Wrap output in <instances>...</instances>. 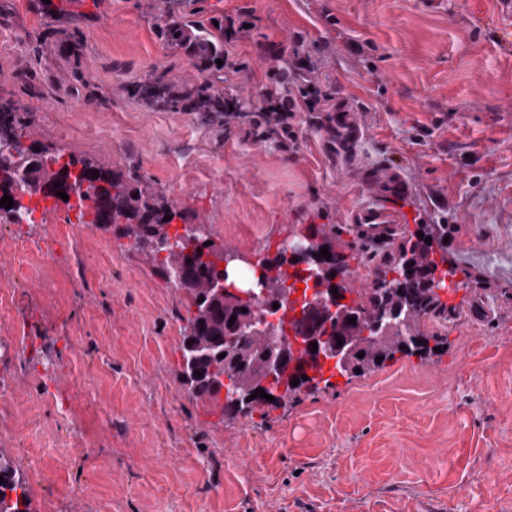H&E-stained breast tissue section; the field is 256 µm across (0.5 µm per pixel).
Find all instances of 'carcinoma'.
I'll return each mask as SVG.
<instances>
[{
  "mask_svg": "<svg viewBox=\"0 0 512 512\" xmlns=\"http://www.w3.org/2000/svg\"><path fill=\"white\" fill-rule=\"evenodd\" d=\"M160 36L175 48H182L196 58V66L204 74L203 81L183 92H175L170 83L161 79L145 84L136 92L150 99L155 105L168 110L189 112H211L221 116L229 110L244 112L241 99L215 87L213 77L224 67L216 60L224 59V25H203L184 22L169 16L160 18L156 25ZM19 112L9 103L0 104V199L8 195L19 205L25 199L39 204L51 198L60 200L57 193L76 194L91 202V210L79 212V223L98 210L97 186L84 184L83 174L98 171V177L110 192L107 207L112 213V223L121 225L120 233L132 239L152 265L155 272L166 282L182 278L189 280L187 290L190 299L187 318V333L180 347V376L197 397H217L215 383L227 376L238 384L242 397L252 394L267 378L266 357L268 353L285 350V346L274 336H251L235 346L224 348L227 332L258 316L251 305L224 301L208 294L210 280L219 273L218 260L226 248L222 244L205 245L208 237L191 238L188 226L183 232H170L172 219H185L148 182L126 176L120 170H106L89 160L65 159L59 154L39 150L22 142ZM56 187L49 193L47 189ZM171 220H164L165 216ZM309 252L302 259L308 270L314 264L322 247L336 250V228L325 224H311ZM448 232L446 225L423 224L415 241L402 249L399 262L390 267L394 273L391 280H384L376 288L359 294L362 319L346 325L342 333L357 347L350 364L348 376L369 374L383 366L398 352L427 354L432 352L429 341L439 337L426 336L422 320L430 315H439L446 310L437 292L426 284L417 288L406 285L408 272L421 275L423 280L437 273L443 279L454 269L438 271L435 259L436 246ZM431 243H425L426 238ZM192 249L197 260L187 262V249ZM259 259L273 272L271 285L261 300L263 309L270 310L280 299L281 288L288 279V268L294 263L272 256L269 251L259 254ZM317 286L341 288L353 292V282L336 279V268L330 266L324 272L316 271ZM246 311H241V308ZM395 314V327L390 334L375 332L370 318L382 313ZM236 319H231V316ZM383 358L377 362L376 358ZM202 376H196V373ZM0 512H30V501L26 482L13 459L0 451Z\"/></svg>",
  "mask_w": 512,
  "mask_h": 512,
  "instance_id": "carcinoma-1",
  "label": "carcinoma"
}]
</instances>
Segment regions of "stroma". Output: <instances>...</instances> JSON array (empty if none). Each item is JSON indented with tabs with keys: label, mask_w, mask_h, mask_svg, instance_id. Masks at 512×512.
<instances>
[{
	"label": "stroma",
	"mask_w": 512,
	"mask_h": 512,
	"mask_svg": "<svg viewBox=\"0 0 512 512\" xmlns=\"http://www.w3.org/2000/svg\"><path fill=\"white\" fill-rule=\"evenodd\" d=\"M180 3L252 24L229 49L240 70L221 73L249 101L268 82L266 46L286 66L303 38L316 87L364 129L356 152L330 150L323 112L297 113L285 150L248 119L140 98L154 76L202 79L157 38L159 0H0V103L27 142L149 181L249 257L289 226H333L359 289L419 225H447L437 252L459 286L423 321L446 342L225 414L183 385L187 297L129 238L67 223L62 204L0 224V450L32 512H512V0ZM384 169L406 184L402 224L363 242L346 218L385 198L371 183Z\"/></svg>",
	"instance_id": "stroma-1"
}]
</instances>
